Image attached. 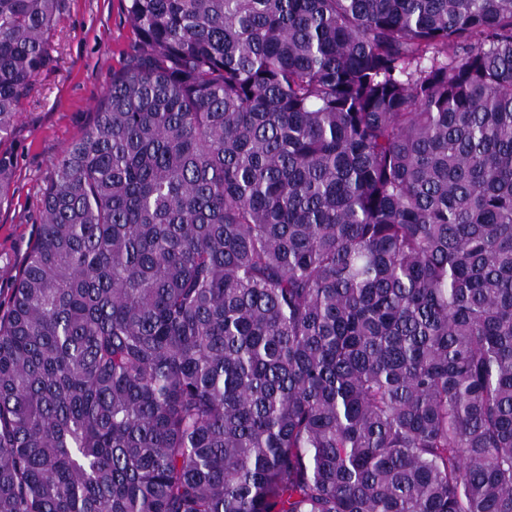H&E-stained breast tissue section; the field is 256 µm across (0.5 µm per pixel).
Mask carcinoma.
Masks as SVG:
<instances>
[{"mask_svg": "<svg viewBox=\"0 0 512 512\" xmlns=\"http://www.w3.org/2000/svg\"><path fill=\"white\" fill-rule=\"evenodd\" d=\"M59 3L0 0V145ZM123 10L0 315V512H512V0Z\"/></svg>", "mask_w": 512, "mask_h": 512, "instance_id": "cac0c4a2", "label": "carcinoma"}]
</instances>
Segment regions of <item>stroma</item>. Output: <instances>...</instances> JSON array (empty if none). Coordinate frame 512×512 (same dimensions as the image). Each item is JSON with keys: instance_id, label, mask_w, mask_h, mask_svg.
I'll return each mask as SVG.
<instances>
[{"instance_id": "1", "label": "stroma", "mask_w": 512, "mask_h": 512, "mask_svg": "<svg viewBox=\"0 0 512 512\" xmlns=\"http://www.w3.org/2000/svg\"><path fill=\"white\" fill-rule=\"evenodd\" d=\"M132 38L120 0H62L50 58L5 148L14 157L11 200L0 205V301H7L42 222L41 196L66 146L92 125L113 69Z\"/></svg>"}]
</instances>
